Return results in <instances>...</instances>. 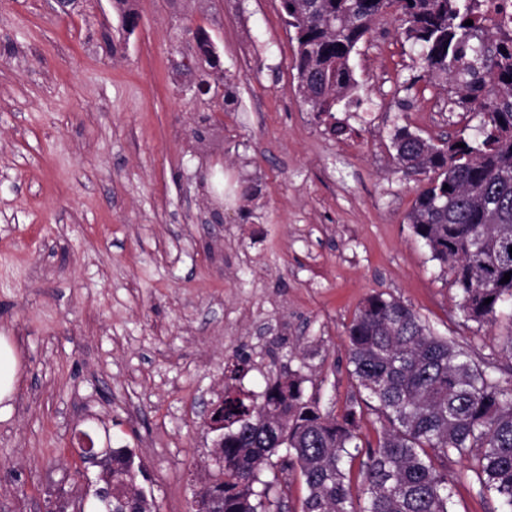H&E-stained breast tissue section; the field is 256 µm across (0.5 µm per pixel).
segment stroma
I'll return each instance as SVG.
<instances>
[{"instance_id": "stroma-1", "label": "stroma", "mask_w": 512, "mask_h": 512, "mask_svg": "<svg viewBox=\"0 0 512 512\" xmlns=\"http://www.w3.org/2000/svg\"><path fill=\"white\" fill-rule=\"evenodd\" d=\"M128 6L130 30L115 0H0V336L19 362L0 512L84 496L82 431L132 450L159 512H187L213 474L199 399L261 397L287 362L341 417L357 394L347 328L376 293L512 380V303L466 320L406 220L425 180L400 171L396 129L438 144L478 120L450 110L392 16L350 57L359 106L329 125L297 93L280 0ZM199 28L220 101L179 69ZM467 466L447 462L452 512H502Z\"/></svg>"}]
</instances>
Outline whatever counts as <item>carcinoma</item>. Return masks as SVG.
Returning <instances> with one entry per match:
<instances>
[{
    "label": "carcinoma",
    "instance_id": "carcinoma-1",
    "mask_svg": "<svg viewBox=\"0 0 512 512\" xmlns=\"http://www.w3.org/2000/svg\"><path fill=\"white\" fill-rule=\"evenodd\" d=\"M284 10L303 46L297 72L317 78L306 101L317 120L333 118L349 97L350 56L392 10L401 34L419 46L423 71L446 80L454 106L480 117L472 139L436 145L400 127L393 145L404 175L431 174L407 214L413 232L450 269L466 319L493 322L512 299V279L501 283L512 271V38L494 31L471 0H322L316 13L304 0H288ZM346 339L351 374L384 421L376 443L361 441L358 399L341 419L325 416L304 398L305 378L288 369L270 379L260 402L224 397V469L193 503L217 512H281L279 478L261 473L283 449L280 471L299 470L307 486L301 512H451L446 462L456 455L512 512V387L501 385L498 365L474 362L383 293L368 298ZM362 451L360 502L346 462ZM107 462L112 467L97 469V481L112 485V507L154 512L132 452L113 448Z\"/></svg>",
    "mask_w": 512,
    "mask_h": 512
}]
</instances>
